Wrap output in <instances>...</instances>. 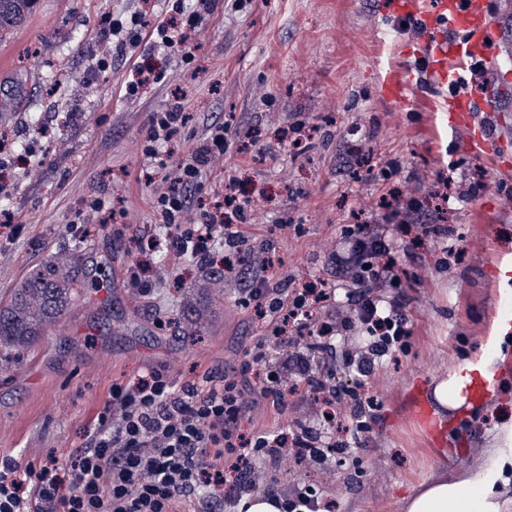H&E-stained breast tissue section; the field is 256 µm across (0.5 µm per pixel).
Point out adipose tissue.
I'll list each match as a JSON object with an SVG mask.
<instances>
[{"instance_id":"1","label":"adipose tissue","mask_w":512,"mask_h":512,"mask_svg":"<svg viewBox=\"0 0 512 512\" xmlns=\"http://www.w3.org/2000/svg\"><path fill=\"white\" fill-rule=\"evenodd\" d=\"M490 364L462 358L434 383L432 400L437 412L468 407L467 391L473 376H487ZM512 485V417L503 416L500 432L485 448L479 470L450 478L437 474L401 500L402 512H507L512 500L504 490Z\"/></svg>"}]
</instances>
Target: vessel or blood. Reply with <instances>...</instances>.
<instances>
[{"mask_svg":"<svg viewBox=\"0 0 512 512\" xmlns=\"http://www.w3.org/2000/svg\"><path fill=\"white\" fill-rule=\"evenodd\" d=\"M390 10L398 18L420 20L423 39L412 53L413 64L386 69L383 98L405 105L410 94L425 88L427 104L455 135L459 151L501 170L511 167L501 160L505 144L494 133L498 103L466 81L475 65H490L501 53L491 0H392Z\"/></svg>","mask_w":512,"mask_h":512,"instance_id":"vessel-or-blood-1","label":"vessel or blood"}]
</instances>
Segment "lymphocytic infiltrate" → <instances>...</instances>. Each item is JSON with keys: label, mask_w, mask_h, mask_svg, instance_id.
<instances>
[{"label": "lymphocytic infiltrate", "mask_w": 512, "mask_h": 512, "mask_svg": "<svg viewBox=\"0 0 512 512\" xmlns=\"http://www.w3.org/2000/svg\"><path fill=\"white\" fill-rule=\"evenodd\" d=\"M197 2L188 12L184 0H172L152 22L107 18L103 34L118 50L145 43L150 51L195 60L193 41L216 8V0ZM185 101L176 96L154 113L143 139L152 164L169 171L158 196L166 250L176 261L189 255L209 265L219 250L236 260L243 274L236 302L261 322L264 335L232 371H208L178 386L166 371L152 369L113 384L88 446L71 461L49 454L23 468L0 454V512H195L204 497L228 505L278 472L290 448L303 447L316 467L339 464L346 449L363 446L373 430L378 403L364 388L385 357L408 348L413 334L411 300L399 291L398 248L385 231L408 223L410 205L395 198L384 206L383 223L346 225L327 253L330 278L282 287L268 274L277 260L275 241H255L244 229L251 197L234 176L203 180L228 150L260 151L263 130L222 124L176 155L190 121ZM192 209L194 223L184 224ZM338 363L350 385L337 381ZM292 382L353 419V426H336L332 446H325L317 418L295 416L275 431H244L243 419L261 403L286 412Z\"/></svg>", "instance_id": "lymphocytic-infiltrate-1"}]
</instances>
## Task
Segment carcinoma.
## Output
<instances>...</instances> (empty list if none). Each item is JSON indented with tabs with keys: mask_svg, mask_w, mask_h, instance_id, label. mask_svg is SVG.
I'll list each match as a JSON object with an SVG mask.
<instances>
[{
	"mask_svg": "<svg viewBox=\"0 0 512 512\" xmlns=\"http://www.w3.org/2000/svg\"><path fill=\"white\" fill-rule=\"evenodd\" d=\"M26 0H0V30L21 24L30 10ZM79 256L64 265L46 263L32 269L13 289L10 298L0 302V348L18 351L31 348L47 326L58 322L78 295L73 287L74 268Z\"/></svg>",
	"mask_w": 512,
	"mask_h": 512,
	"instance_id": "obj_1",
	"label": "carcinoma"
}]
</instances>
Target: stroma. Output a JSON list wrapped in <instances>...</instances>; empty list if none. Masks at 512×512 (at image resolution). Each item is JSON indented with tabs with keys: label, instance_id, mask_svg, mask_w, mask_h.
<instances>
[{
	"label": "stroma",
	"instance_id": "35a3bbf8",
	"mask_svg": "<svg viewBox=\"0 0 512 512\" xmlns=\"http://www.w3.org/2000/svg\"><path fill=\"white\" fill-rule=\"evenodd\" d=\"M143 0H47L20 29L0 40V64L17 74L36 72L23 111L0 114L21 144L39 128L56 129L30 167L13 170L7 203L21 234L0 240V299L37 264L79 253L89 287L68 314L30 349L0 363V453L20 466L53 453L83 448L112 383L148 367L167 368L174 384L192 373L239 366L262 335L261 324L236 303L237 280L199 269L192 259L172 263L153 255L160 275L153 299L127 283L138 253L121 238L122 225L154 229L163 216L153 195L167 172L143 154L153 113L188 91V131L205 137L227 118L264 129L253 160L228 154L214 175H233L253 199L249 232L274 239L279 276L328 277L326 251L357 217L381 220L380 202L399 191L414 208V222L392 230L408 272L403 292L413 334L406 352L384 364L367 392L379 403L368 443L349 449L346 461L323 473L301 457L288 460L268 481L281 493L317 483L332 512H400V501L436 473L455 477L478 469L496 434L498 411L512 413V348L506 360L486 342L495 320L506 317L500 267L512 260V178L490 162L457 155L435 113L395 108L380 92V64L401 63L396 46L413 31L377 30L387 0H220L204 23L197 66L156 52L149 62L161 82L129 96L132 62L122 55L98 61L104 17L129 20ZM79 112L77 122L65 120ZM371 159L374 174L355 172L353 155ZM485 186L469 188L476 173ZM460 194L436 198L444 177ZM103 208L78 238L72 225L88 195ZM294 224L290 234L280 226ZM424 224L448 227L455 254L439 269L421 235ZM106 275L109 285L91 289ZM199 315L189 336L183 313ZM168 317L157 328V317ZM494 361L500 379L483 402L443 416L440 435L429 434L407 411L413 393L430 396L436 377L464 353Z\"/></svg>",
	"mask_w": 512,
	"mask_h": 512
}]
</instances>
